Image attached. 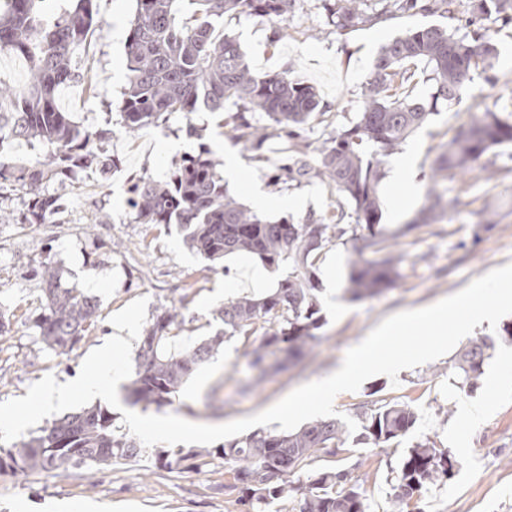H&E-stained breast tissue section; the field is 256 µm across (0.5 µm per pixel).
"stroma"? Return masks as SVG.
<instances>
[{
    "instance_id": "obj_1",
    "label": "stroma",
    "mask_w": 512,
    "mask_h": 512,
    "mask_svg": "<svg viewBox=\"0 0 512 512\" xmlns=\"http://www.w3.org/2000/svg\"><path fill=\"white\" fill-rule=\"evenodd\" d=\"M97 9L103 26L88 35L76 54L74 68L80 78L60 89L58 105L80 128L110 130V138L97 147L117 167L46 182V194L58 197L62 209L49 222L34 226L18 221L25 194L9 184L0 186V309L12 319L11 333L0 336V402L26 396L28 387L44 375L61 381L77 376L85 357L110 335L111 315L137 298H147L153 309L178 300L183 289H195L185 312L189 329L176 340L182 346L222 331L213 310L224 299L248 294L245 264L252 254L242 252L214 263L187 246L178 225L134 223L128 198L136 179L164 181L187 157L207 150L220 160L230 150L271 198L301 200L297 209H268L270 218L296 222L338 201L335 190L318 181L292 187L273 183L276 168L288 156L287 141L270 136L264 161H255L232 131H219V118L210 112L194 115L193 135L187 134V124L177 114L158 126L127 132L119 103L127 85L125 44L135 2L97 0ZM448 23L438 12L394 13L383 22L360 23L340 33L330 24L321 0H296L288 32L280 39H273L269 20L254 15L226 16L224 31L239 41L257 76L287 74L313 86L331 105V112L308 133L317 146L334 128L356 119L371 64L383 45L409 29ZM495 30L500 59L490 78L475 77L460 101L439 102L437 115L406 140L405 149L414 153L419 190L400 216L382 210L384 227H401L427 204L431 165L440 146L474 113L487 108L512 112V69L503 63L504 57H512V22H497ZM447 187L454 202L447 224L424 226L403 237L404 277L395 287L359 301L343 299L340 285L350 254L340 245L326 248L322 256L335 258L338 286L322 293L326 323L308 355L288 370L272 369L261 377L251 367L242 341L232 340L197 367L168 413L195 423L222 424L261 412L299 385L333 373L345 352L388 316L429 306L512 263V154H498L489 173L457 177ZM486 217L494 221L492 230L473 239L474 225ZM48 255L54 257L66 286L84 287L93 275L102 279L94 291L98 327L65 356L45 350L32 324L42 296L35 270ZM474 333L492 338L495 346L473 392L457 387L447 354L402 371L397 380L376 375L358 391L337 396L335 411L354 419L388 402L409 404L418 415L402 447L358 445L339 454L340 464L354 467L363 479L368 512H390L392 484L405 449L427 437L447 449L456 474L448 484L430 486L412 501L415 512H512V341L501 329L486 325ZM257 377L262 380L259 391L243 393V385ZM464 399L487 404L479 425H471L462 413L459 403ZM91 504L102 512H114L119 504L128 512H236L231 496L224 493V461L218 457L203 474L157 469L149 454L136 463L63 476L0 472V512H56L60 505L65 512H86Z\"/></svg>"
}]
</instances>
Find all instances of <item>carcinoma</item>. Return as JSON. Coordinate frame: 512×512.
<instances>
[{
    "label": "carcinoma",
    "mask_w": 512,
    "mask_h": 512,
    "mask_svg": "<svg viewBox=\"0 0 512 512\" xmlns=\"http://www.w3.org/2000/svg\"><path fill=\"white\" fill-rule=\"evenodd\" d=\"M94 2L5 0L7 8L0 12V53L29 63L22 88L0 82V151L13 140L36 139L52 147L47 163L36 159L9 165L0 160V180L20 186L28 197L24 224H43L58 210L57 199L43 193L45 181L77 169L97 166L103 171L108 166L96 152L95 141L110 131L80 129L56 101L59 86L75 78V52L100 26ZM135 2L126 42L128 84L119 107L126 131L150 128L178 113L192 134L195 112L224 113L230 101L235 111L225 124L238 132L252 159L263 160V145L276 132L292 142L293 155L279 167L274 183L298 186L318 179L348 203L346 208L311 213L298 223L271 220L229 194L221 163L206 151L185 159L163 184L147 178L131 184L129 205L136 223L175 222L188 244L210 260L247 252L281 273L277 287L263 295L225 300L215 311L224 330L184 347H175L172 339L187 330L183 309L193 300V289H184L179 303L155 309L138 347L127 400L160 408L172 404L193 371L233 338L245 339L251 365L262 373L276 353L281 355L279 369L304 358L325 325L317 263L326 247L336 243L350 250L344 293L351 301L381 294L403 279L399 239L448 217L451 200L438 188L440 182L485 171L490 152L512 147V112L487 108L473 115L443 146L428 205L418 218L394 231L379 224L384 158L430 121L438 101L461 99L474 76L493 70L497 49L490 24L512 21V0H383L381 10L371 13L364 8L367 0H322L338 31L376 23L394 10L441 11L454 19L459 6L464 24L411 29L383 46L372 63L373 78L362 92L356 121L336 128L313 149L305 132L328 111L314 88L286 75L255 76L237 40L215 27L229 13L255 14L275 21L273 37L278 39L288 30V13L296 0H188L194 7L191 22L179 20L183 0ZM413 60L431 68L434 88L428 102L410 95L412 72L407 63ZM257 111L265 113L270 124L253 125L247 113ZM39 269L42 298L34 326L49 350L66 355L97 326L98 303L78 288L61 287L60 271L51 259L43 260ZM489 348L482 336L469 340L458 353L452 368L460 388L478 387ZM415 423L410 405L385 403L364 413L355 435L343 422L326 418L293 431H255L227 440L218 451L224 459V492L235 496L242 512H268L284 501L291 509L276 512H367L365 490L354 468H304L336 457L349 441L394 448ZM142 455L137 438L114 425L107 407L94 404L5 450L0 467L27 475H67L134 462ZM211 455L189 451L173 457L157 448L154 462L168 472L198 473L209 465ZM453 476L451 457L436 441L412 444L396 476L392 512H405L404 505L420 498L428 486Z\"/></svg>",
    "instance_id": "obj_1"
}]
</instances>
